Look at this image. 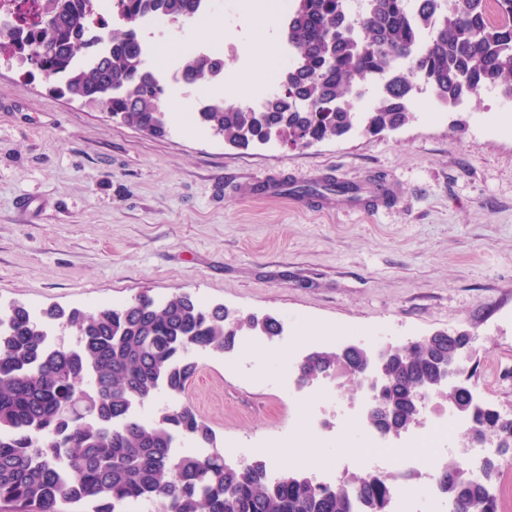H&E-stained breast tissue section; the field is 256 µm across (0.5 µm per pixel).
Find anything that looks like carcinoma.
I'll return each instance as SVG.
<instances>
[{
    "instance_id": "obj_1",
    "label": "carcinoma",
    "mask_w": 512,
    "mask_h": 512,
    "mask_svg": "<svg viewBox=\"0 0 512 512\" xmlns=\"http://www.w3.org/2000/svg\"><path fill=\"white\" fill-rule=\"evenodd\" d=\"M206 2L119 0L126 28L103 40L88 37L94 0H44L23 26L0 27V57L35 53L38 71L60 79L61 94L158 134L166 126L165 88L145 67L139 26L153 14L190 21ZM343 3L293 0L288 15L295 60L279 89L303 97L308 111H281L277 92L258 109L203 102L197 121L236 147L273 134L298 147L359 127H402L414 117L420 81L448 106L484 89L512 100V0H365L352 35L344 30ZM81 49L89 50L82 61ZM223 68L199 53L184 59L180 78L210 84ZM378 79L384 83L376 107L353 111L349 88ZM50 323L72 331L74 341L52 337ZM282 332L272 316L235 315L186 292L164 300L141 294L91 310L50 309L40 319L23 304L0 310V512H58L63 502L82 506L78 512H127L137 503L157 512H392L394 486L375 471L326 483L304 471L274 474L262 459L226 463L213 429L182 402L198 368L196 351L230 354L241 336L273 342ZM370 351L360 346L344 356L334 347L314 348L306 363H295V374L308 381L332 373L360 385ZM441 363L458 364L460 380L439 397L466 418L468 435L495 440L496 454L476 475L457 459L446 462L437 485L448 512H498L499 459L512 455V427L474 397V373L448 342L423 336L390 347L389 381L376 398L392 422L381 435L400 436L422 412L416 391L434 383ZM161 393L170 403L141 418V408ZM178 439L209 452H176Z\"/></svg>"
}]
</instances>
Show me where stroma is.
<instances>
[{
    "label": "stroma",
    "instance_id": "35a3bbf8",
    "mask_svg": "<svg viewBox=\"0 0 512 512\" xmlns=\"http://www.w3.org/2000/svg\"><path fill=\"white\" fill-rule=\"evenodd\" d=\"M243 2L240 31L221 39L185 23L201 51L220 50L224 78L180 85L159 136L69 102L0 58V305L88 310L187 292L280 320L275 343L196 354L184 400L230 464L260 457L294 470L310 453L315 469L360 472L361 435L345 423L359 388L347 381L335 399L311 398L285 373L286 357L335 345L340 333L400 347L469 332L478 399L512 414V128L493 110L495 91L436 120L431 93L419 94L414 118L394 131L307 148L228 146L184 113L206 98L264 95L257 75L271 64L250 48L259 26L272 50L288 46L271 0ZM321 170L367 197L388 186L391 199L374 212L317 211L240 192L269 174L293 191ZM308 421L325 433L314 450L302 437Z\"/></svg>",
    "mask_w": 512,
    "mask_h": 512
}]
</instances>
